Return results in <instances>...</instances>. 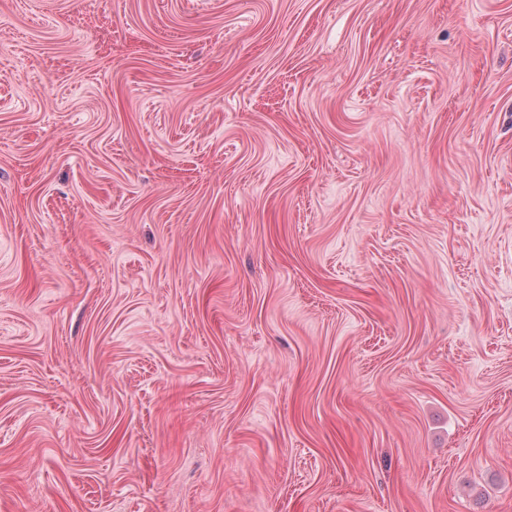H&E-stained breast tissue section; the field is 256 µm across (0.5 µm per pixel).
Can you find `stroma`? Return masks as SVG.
<instances>
[{
	"label": "stroma",
	"instance_id": "stroma-1",
	"mask_svg": "<svg viewBox=\"0 0 512 512\" xmlns=\"http://www.w3.org/2000/svg\"><path fill=\"white\" fill-rule=\"evenodd\" d=\"M0 512H512V0H0Z\"/></svg>",
	"mask_w": 512,
	"mask_h": 512
}]
</instances>
